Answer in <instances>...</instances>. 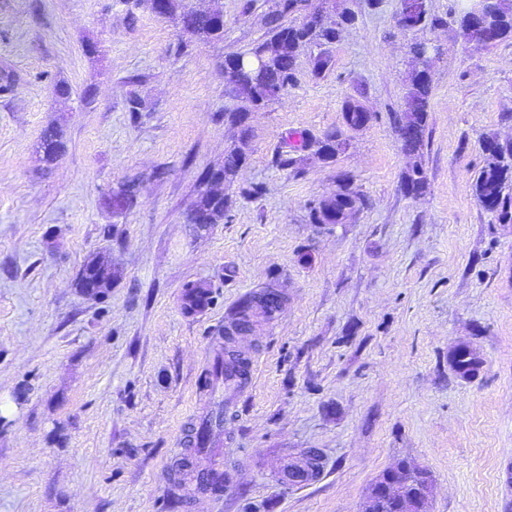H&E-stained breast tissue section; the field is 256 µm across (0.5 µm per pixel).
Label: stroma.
Segmentation results:
<instances>
[{"mask_svg":"<svg viewBox=\"0 0 512 512\" xmlns=\"http://www.w3.org/2000/svg\"><path fill=\"white\" fill-rule=\"evenodd\" d=\"M198 3L222 11V40L139 0H0V512H361L403 459L433 477L429 512H512V222L473 192L484 137L512 144V39L470 52L453 22L403 33L402 0H327L354 22L303 51L294 84L247 120L238 183L263 195H234L228 221L202 233L185 216L237 137L224 56L264 38L267 2ZM416 37L441 53L428 183L410 195L390 117ZM349 99L372 114L366 129H345ZM51 126L66 151L47 165ZM333 129L348 142L335 158L276 165L286 133ZM345 175L366 206L310 223ZM126 185L133 203L113 211ZM93 253L115 273L98 298L76 286ZM273 279L288 295L279 315L235 338L255 362L246 388L205 387L235 306ZM190 281L214 296L193 316ZM461 344L483 359L468 380L449 364ZM219 404L230 483L214 499L175 461ZM310 449L320 475L289 484Z\"/></svg>","mask_w":512,"mask_h":512,"instance_id":"obj_1","label":"stroma"}]
</instances>
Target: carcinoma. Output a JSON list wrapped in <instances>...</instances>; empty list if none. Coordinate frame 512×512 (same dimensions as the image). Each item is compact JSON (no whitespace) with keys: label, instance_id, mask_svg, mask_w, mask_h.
I'll return each mask as SVG.
<instances>
[{"label":"carcinoma","instance_id":"carcinoma-1","mask_svg":"<svg viewBox=\"0 0 512 512\" xmlns=\"http://www.w3.org/2000/svg\"><path fill=\"white\" fill-rule=\"evenodd\" d=\"M265 12V37L257 41L244 53H229L224 57V80L229 91L238 98L240 105L225 111L228 124L239 128L243 135H249L246 121L249 113L268 105L281 91L295 81L296 60L299 52L311 45H327L340 38L344 28L354 21L351 15L338 17L319 10L320 20L315 24L295 22L289 17L303 14L311 9L309 0H269ZM482 13V25L495 34L494 42L512 37V9L504 6L501 0H466L459 9L451 10L450 17L457 22L465 44L474 38L471 16ZM170 17L182 31L204 41L222 39L224 26L213 21L203 11L195 9L188 0L174 3ZM414 68L409 72L405 84V110L392 113V123L397 132L402 150L417 160L407 168L401 177L402 186L409 194H418L426 186L427 177L418 157L425 145L428 128L431 77L426 70L428 60L421 57L416 46H410ZM343 141V133L331 130L316 137L307 131H290L283 138L278 163L287 168L296 164L295 154L305 148H315V153L324 159L336 156L337 147ZM42 160L52 164L65 152L64 132L58 127H49L41 136ZM484 165L479 170L473 185L476 198L494 193L498 196L499 207L495 212L503 222L512 221V145L502 144L494 137L483 141ZM247 157L241 149L233 147L224 153V182L232 183L238 171L246 164ZM366 204L361 193L350 178L342 179L336 193L323 197L310 210L312 224H343ZM101 276L112 282V267L98 269L86 262L77 276L76 286L84 287L86 279ZM273 284L269 283L246 298L238 307L236 318L224 327L226 341H231L234 332L248 328L254 319L272 321L280 302L270 297ZM210 287L197 281L184 285L183 309L195 312L212 303ZM228 359L218 362L207 372L204 385L213 387L224 378V365L228 364L239 376L247 374L248 362L233 350L225 351Z\"/></svg>","mask_w":512,"mask_h":512}]
</instances>
